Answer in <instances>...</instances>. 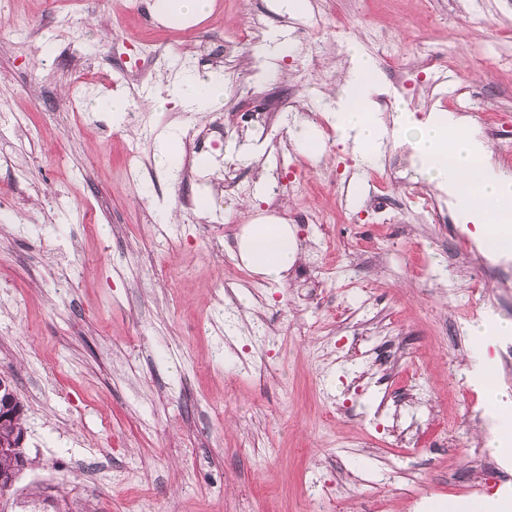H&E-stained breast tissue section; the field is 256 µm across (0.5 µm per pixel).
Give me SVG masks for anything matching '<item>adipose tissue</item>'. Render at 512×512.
I'll use <instances>...</instances> for the list:
<instances>
[{
    "instance_id": "obj_1",
    "label": "adipose tissue",
    "mask_w": 512,
    "mask_h": 512,
    "mask_svg": "<svg viewBox=\"0 0 512 512\" xmlns=\"http://www.w3.org/2000/svg\"><path fill=\"white\" fill-rule=\"evenodd\" d=\"M158 18L166 23L191 25L209 16L213 0H155ZM352 67L341 86L332 126L356 150L375 154L386 137L409 145L421 174L447 193L463 223L475 225L491 251L512 253V179L490 161L486 144L469 132L468 118L451 112H431L424 118L398 111L393 128L376 118L372 97L380 83L373 62L359 49L351 51ZM170 99L208 112L222 105L224 85L217 77L188 78L168 92ZM237 256L251 273L282 282L297 258V240L290 225L273 219L244 225L238 237ZM512 333V323L487 318L473 332L470 363L484 376L492 368L491 339Z\"/></svg>"
}]
</instances>
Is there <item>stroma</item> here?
I'll use <instances>...</instances> for the list:
<instances>
[{
	"mask_svg": "<svg viewBox=\"0 0 512 512\" xmlns=\"http://www.w3.org/2000/svg\"><path fill=\"white\" fill-rule=\"evenodd\" d=\"M368 12L406 69L423 50L439 64L455 47L447 82L397 86L361 24ZM323 14L348 19L345 39L319 26ZM255 23L260 40L222 65L183 61L184 45ZM277 34L322 53L295 70L265 54ZM145 40L165 46L167 69L138 74ZM354 46L385 87L383 122L399 105L454 111L461 86L482 99L468 117L483 140L482 112L512 115V76L488 66L512 59V0H309L294 19L272 0H214L189 27L125 0H0V377L24 406L32 466L20 493L45 491L64 512H420L512 497V461L489 445L468 359L471 328L490 312L512 321V303L494 293V263L457 253L459 238L479 241L474 225L373 223L375 176L397 196L435 190L408 145L386 140L371 158L338 137L317 157L296 147L332 111ZM75 63L92 85L78 97ZM214 73L218 109L152 106L180 79ZM275 88L298 102L279 115L280 141L218 131ZM115 92L146 129L113 120L104 102ZM172 134L187 147L205 138L189 180L158 161ZM344 158L355 170L337 192L271 205L282 172L321 183ZM232 166L251 176L248 195L225 194ZM205 187L213 209L186 212ZM335 203L340 223L294 220ZM268 216L293 223L299 264L316 256L345 276L323 279L309 303L295 275L279 284L245 269L241 228ZM372 232L387 238L381 253L360 245ZM456 323L466 334L452 335Z\"/></svg>",
	"mask_w": 512,
	"mask_h": 512,
	"instance_id": "obj_1",
	"label": "stroma"
}]
</instances>
